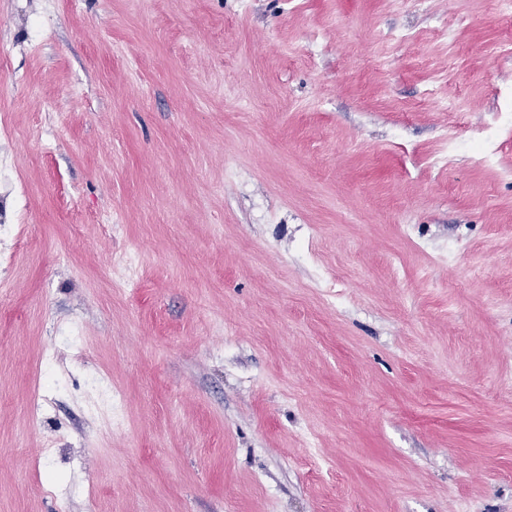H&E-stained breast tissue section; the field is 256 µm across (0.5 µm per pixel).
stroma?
<instances>
[{"label": "stroma", "instance_id": "obj_1", "mask_svg": "<svg viewBox=\"0 0 512 512\" xmlns=\"http://www.w3.org/2000/svg\"><path fill=\"white\" fill-rule=\"evenodd\" d=\"M1 223L0 512H512L494 0H0Z\"/></svg>", "mask_w": 512, "mask_h": 512}]
</instances>
